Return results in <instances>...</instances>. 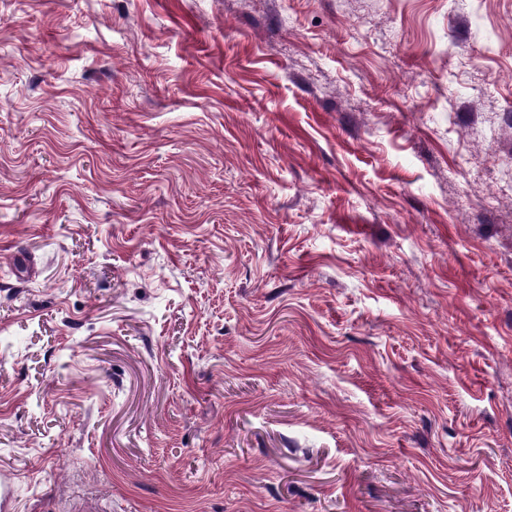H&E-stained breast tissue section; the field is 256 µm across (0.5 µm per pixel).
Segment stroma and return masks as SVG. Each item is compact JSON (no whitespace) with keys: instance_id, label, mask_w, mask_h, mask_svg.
<instances>
[{"instance_id":"35a3bbf8","label":"stroma","mask_w":512,"mask_h":512,"mask_svg":"<svg viewBox=\"0 0 512 512\" xmlns=\"http://www.w3.org/2000/svg\"><path fill=\"white\" fill-rule=\"evenodd\" d=\"M17 512H512V0H0Z\"/></svg>"}]
</instances>
